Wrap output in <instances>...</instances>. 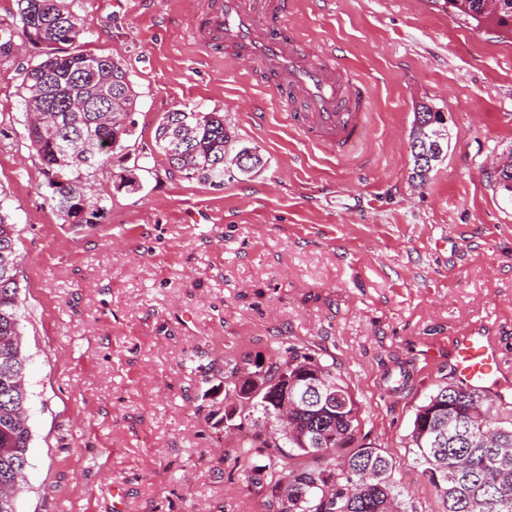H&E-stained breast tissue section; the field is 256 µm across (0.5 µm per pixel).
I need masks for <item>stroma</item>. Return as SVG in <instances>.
<instances>
[{"label": "stroma", "instance_id": "stroma-1", "mask_svg": "<svg viewBox=\"0 0 512 512\" xmlns=\"http://www.w3.org/2000/svg\"><path fill=\"white\" fill-rule=\"evenodd\" d=\"M200 0H73L85 50L124 60L138 95L130 156L177 105L218 111L235 155L224 187L154 153L140 191L98 172L102 223L52 212L21 137V67L0 61V208L18 230L33 441L19 512H267L235 469L251 427L217 426L224 363L289 345L335 364L360 436L397 462L408 512L441 505L408 442L418 406L452 382L448 347L490 326L512 368V198L494 166L512 155V37L433 0H296L312 53L368 83L362 143L337 157L292 134L291 108L256 66L203 60L189 38ZM445 113L450 146L424 186L409 148L421 104ZM417 383L393 391L399 370Z\"/></svg>", "mask_w": 512, "mask_h": 512}]
</instances>
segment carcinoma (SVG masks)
<instances>
[{"instance_id": "obj_1", "label": "carcinoma", "mask_w": 512, "mask_h": 512, "mask_svg": "<svg viewBox=\"0 0 512 512\" xmlns=\"http://www.w3.org/2000/svg\"><path fill=\"white\" fill-rule=\"evenodd\" d=\"M452 14L476 26L512 31V0L500 11L486 12V0H435ZM10 17L0 18V59L12 57L18 42L38 46L39 59L22 68L25 113L41 109L40 119L24 125L22 137L36 151L46 178L45 198L64 223L77 229L102 223L107 197L88 194L90 177L128 157L125 142L135 134L137 93L121 60L86 51L63 53L62 45L79 41L82 29L69 0H15ZM414 117L426 140L440 136L442 155L449 137L440 109L422 104ZM155 147L186 177L212 188L224 187V157L231 133L224 113L196 107L163 114L154 135ZM133 162L120 187L141 189ZM17 229L0 210V512H18L32 441L26 387V362L20 315ZM314 363L322 371L331 398H303L295 386L296 429L325 437V447L305 448L293 436H273L261 429L275 414L264 393L242 406L224 427L256 428L243 443L238 462L265 484L272 512H407L402 487L394 473L396 461L383 449L356 440L359 404L349 384L316 355L288 348V357L258 366L263 380L286 384V376ZM423 474L440 499L441 512H512V419L501 418L487 395L448 384L417 407L409 433ZM307 459L298 465L295 460Z\"/></svg>"}]
</instances>
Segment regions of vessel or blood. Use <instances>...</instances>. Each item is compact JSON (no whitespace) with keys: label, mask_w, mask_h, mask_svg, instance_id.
Returning a JSON list of instances; mask_svg holds the SVG:
<instances>
[{"label":"vessel or blood","mask_w":512,"mask_h":512,"mask_svg":"<svg viewBox=\"0 0 512 512\" xmlns=\"http://www.w3.org/2000/svg\"><path fill=\"white\" fill-rule=\"evenodd\" d=\"M292 6V0H205L190 35L206 54L260 66L283 96L301 104L289 112V125L313 145L347 153L366 135L368 89L346 67L304 50L291 22ZM448 368L459 384L483 391L500 406L512 403V375L483 328L457 339Z\"/></svg>","instance_id":"vessel-or-blood-1"}]
</instances>
